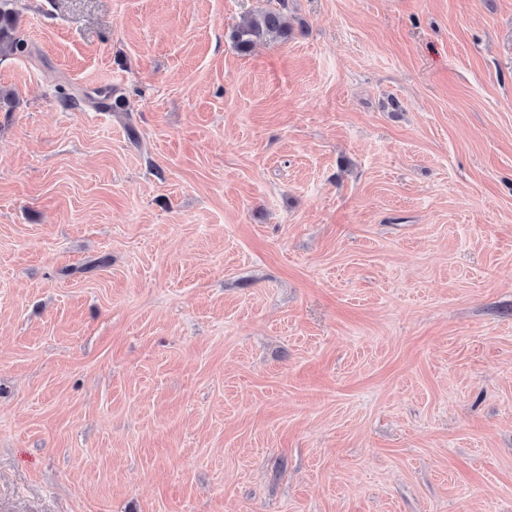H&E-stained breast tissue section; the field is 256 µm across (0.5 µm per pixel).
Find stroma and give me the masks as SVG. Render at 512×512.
<instances>
[{"instance_id":"stroma-1","label":"stroma","mask_w":512,"mask_h":512,"mask_svg":"<svg viewBox=\"0 0 512 512\" xmlns=\"http://www.w3.org/2000/svg\"><path fill=\"white\" fill-rule=\"evenodd\" d=\"M268 4L19 0L0 512H512V0ZM279 8L246 15L233 30L231 38L240 51L249 50L261 40H288L292 28L288 23V1L278 0Z\"/></svg>"}]
</instances>
